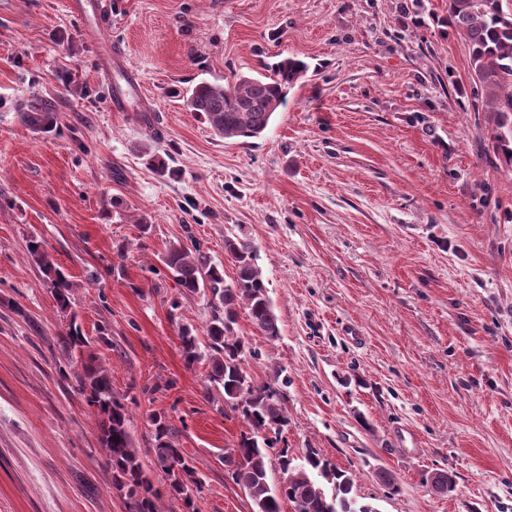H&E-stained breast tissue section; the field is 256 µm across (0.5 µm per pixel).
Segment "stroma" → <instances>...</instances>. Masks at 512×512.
<instances>
[{"label":"stroma","mask_w":512,"mask_h":512,"mask_svg":"<svg viewBox=\"0 0 512 512\" xmlns=\"http://www.w3.org/2000/svg\"><path fill=\"white\" fill-rule=\"evenodd\" d=\"M110 2L148 126L110 111L66 0H0V512H128L33 237L74 284L143 464L149 416L166 415L200 512H252L224 467L244 425L182 359L181 327L210 308L161 261L191 238L232 274L229 234L256 247L278 317L273 340L244 314L237 330L258 379L288 378L280 447L318 450L377 512H512V167L448 0ZM288 56L309 71L249 143L184 103Z\"/></svg>","instance_id":"1"}]
</instances>
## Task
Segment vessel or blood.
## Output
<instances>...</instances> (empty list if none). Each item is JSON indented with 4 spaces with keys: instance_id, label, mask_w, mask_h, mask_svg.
<instances>
[{
    "instance_id": "1",
    "label": "vessel or blood",
    "mask_w": 512,
    "mask_h": 512,
    "mask_svg": "<svg viewBox=\"0 0 512 512\" xmlns=\"http://www.w3.org/2000/svg\"><path fill=\"white\" fill-rule=\"evenodd\" d=\"M71 13L84 19L88 39L100 48L99 65L110 88L109 108L114 112H148L152 106L138 74L125 57L114 54L110 27L105 21L111 12L110 0H67Z\"/></svg>"
}]
</instances>
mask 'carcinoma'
<instances>
[{
	"instance_id": "carcinoma-1",
	"label": "carcinoma",
	"mask_w": 512,
	"mask_h": 512,
	"mask_svg": "<svg viewBox=\"0 0 512 512\" xmlns=\"http://www.w3.org/2000/svg\"><path fill=\"white\" fill-rule=\"evenodd\" d=\"M448 16L468 48L474 80L494 103V152L512 166V0H448ZM307 72L304 61L284 57L271 66L268 76L238 75L226 84L202 81L186 92L185 103L190 111L202 114L219 137L245 143L266 131L284 105L288 90ZM21 119L44 130L54 122L50 112H23ZM28 244L27 251L51 282L60 313L70 311L73 284L56 268L42 240L31 238ZM224 253L234 271L228 280L224 265L213 262L193 241L169 244L162 262L181 295L210 296L211 312L203 330L206 342L183 327L181 352L187 367L204 366L207 389L222 392L224 406L244 424L245 431L235 446L224 452L226 471L250 497L253 512H283L285 503L292 512H374L367 505H357L352 496L353 478L331 468L313 449L298 465L288 458L287 451H280L283 479L270 485L269 452L289 423L286 396L276 387L281 372L274 371L270 381H260L249 371L246 358L255 351L237 334L236 325L243 309L258 334L275 339L280 335L278 317L251 241L227 236ZM59 347L67 355L80 356L75 382L97 416L100 445L112 468L113 485L127 499L128 512H163L165 496L181 500L184 512H200L194 500V488L198 487L195 470L190 458L176 447L169 419L160 413L149 416L153 465L163 473L161 489L139 458L130 433L128 407L112 393L110 375L98 363L92 343L75 319H70L60 334ZM318 475L332 484L331 490L316 479Z\"/></svg>"
}]
</instances>
